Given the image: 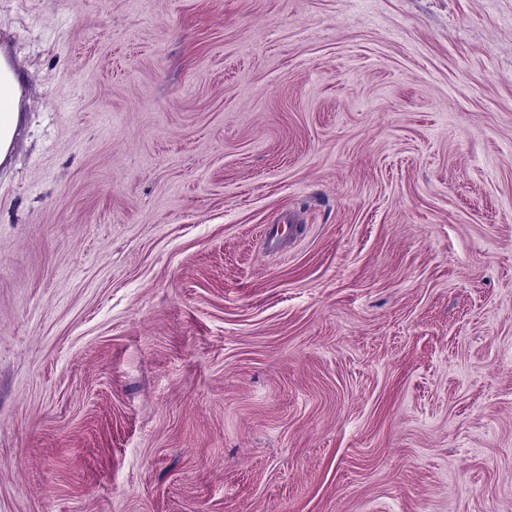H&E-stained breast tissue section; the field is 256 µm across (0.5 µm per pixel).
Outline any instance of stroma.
<instances>
[{"label":"stroma","instance_id":"1","mask_svg":"<svg viewBox=\"0 0 512 512\" xmlns=\"http://www.w3.org/2000/svg\"><path fill=\"white\" fill-rule=\"evenodd\" d=\"M0 32V512H512V0ZM19 79L15 60L8 54L0 55V112L6 113V118L12 129L2 128L0 131V148L6 151L5 158L18 150L19 141L15 132L19 120V112L15 106L30 105ZM14 109V110H13ZM12 111V112H11Z\"/></svg>","mask_w":512,"mask_h":512}]
</instances>
